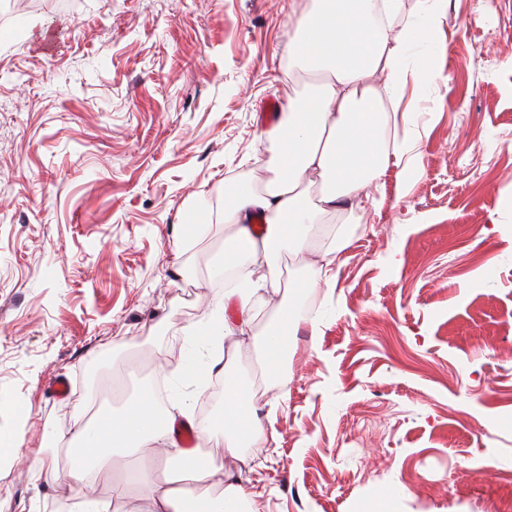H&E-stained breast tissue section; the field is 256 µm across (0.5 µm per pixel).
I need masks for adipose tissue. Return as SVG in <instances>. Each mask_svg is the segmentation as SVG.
<instances>
[{
  "label": "adipose tissue",
  "instance_id": "1",
  "mask_svg": "<svg viewBox=\"0 0 512 512\" xmlns=\"http://www.w3.org/2000/svg\"><path fill=\"white\" fill-rule=\"evenodd\" d=\"M427 2L420 20L404 25L394 37L384 21L398 16L403 0H311L308 12L297 20L288 43V63L319 77L320 83L317 91L290 100L278 124L268 131L274 155L265 187L241 182L224 189L222 221L228 232L219 248L220 264L236 268L261 255L266 265L251 268L244 287L225 293V303L237 310V323L222 317L200 330L197 345L208 349L212 364L224 359L222 339L235 336L240 325L250 322L252 297L261 290L278 293L281 305L263 331L261 350L267 371L280 385H287L284 334L298 325L295 309L300 296L316 285L335 284L334 256L348 243L343 229L323 232L324 217L375 205L371 188L389 166L398 167L404 189L419 174L415 138L408 123L399 121L398 109L409 77L430 75L428 64L411 56L415 44L430 40L440 17V0ZM376 74L384 78L379 91L367 83ZM314 176L320 180L315 200L306 188ZM259 215L265 218L260 236L252 230ZM285 253L306 261L304 279L286 286L275 272ZM179 418L195 424L201 440L223 442L224 456L232 460L242 459V444L265 448L278 437L234 380L226 381L222 412L209 423L196 422L188 404L178 415H160L151 389L142 388L120 412L97 413L67 435L74 454L69 475L80 487L78 512H104L108 502L115 512H140L135 499L139 493L152 501L153 512H256L252 493L239 478L229 477L216 495L203 489V482L217 469L211 457L197 463L192 456H183L175 473L135 472L132 483L113 481L109 498L96 496L95 477L113 455L130 457L150 448L165 468Z\"/></svg>",
  "mask_w": 512,
  "mask_h": 512
}]
</instances>
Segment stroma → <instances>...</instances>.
Instances as JSON below:
<instances>
[{
  "label": "stroma",
  "instance_id": "stroma-1",
  "mask_svg": "<svg viewBox=\"0 0 512 512\" xmlns=\"http://www.w3.org/2000/svg\"><path fill=\"white\" fill-rule=\"evenodd\" d=\"M76 3L0 23V427L23 437L0 512H66L69 478L34 467L76 409L206 390L185 336L224 298V186L267 171L264 103L315 87L288 68L298 0ZM415 53L423 175L403 194L389 168L335 287L304 294L288 389L255 404L278 432L243 467L257 512H359L392 487L395 512H512V0H446ZM279 302L259 293L225 343L246 387Z\"/></svg>",
  "mask_w": 512,
  "mask_h": 512
}]
</instances>
